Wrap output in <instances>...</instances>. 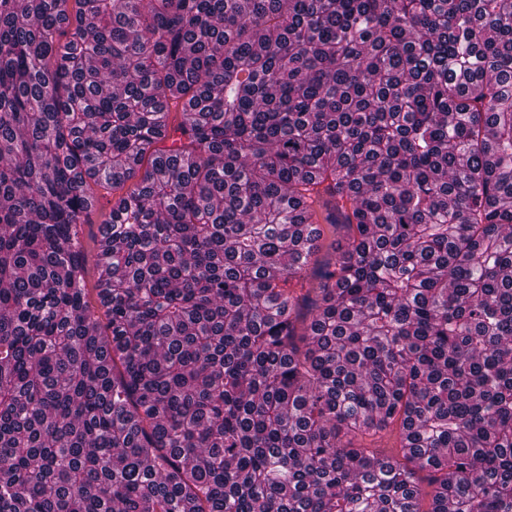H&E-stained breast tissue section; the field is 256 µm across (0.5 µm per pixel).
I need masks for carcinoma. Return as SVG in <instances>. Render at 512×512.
Here are the masks:
<instances>
[{
  "label": "carcinoma",
  "mask_w": 512,
  "mask_h": 512,
  "mask_svg": "<svg viewBox=\"0 0 512 512\" xmlns=\"http://www.w3.org/2000/svg\"><path fill=\"white\" fill-rule=\"evenodd\" d=\"M0 512H512V0H0ZM135 180L128 181L124 187L112 190H104L102 188L96 189L94 194V206L90 214L91 225H85L84 232V243L87 255V268L88 275L86 278V286L88 288L91 297L95 298V291L93 288H97L98 277L100 270L97 266L96 261V250L94 242L99 236V227L108 217V214L112 208V196L113 199L119 195L125 193L127 189L132 186Z\"/></svg>",
  "instance_id": "cac0c4a2"
}]
</instances>
